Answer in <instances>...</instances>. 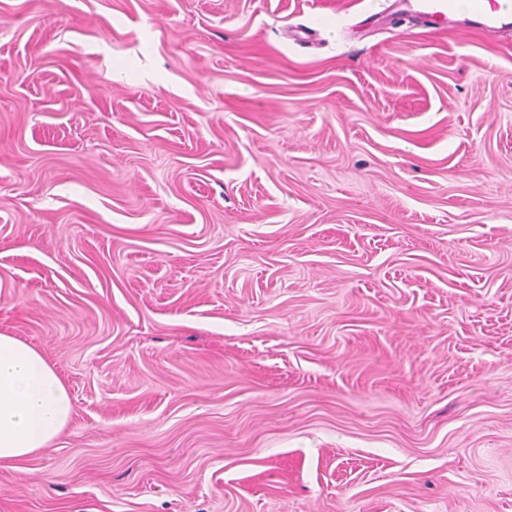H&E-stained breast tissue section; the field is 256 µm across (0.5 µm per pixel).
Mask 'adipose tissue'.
Masks as SVG:
<instances>
[{"label":"adipose tissue","instance_id":"obj_1","mask_svg":"<svg viewBox=\"0 0 512 512\" xmlns=\"http://www.w3.org/2000/svg\"><path fill=\"white\" fill-rule=\"evenodd\" d=\"M71 413L70 393L47 358L0 333V463L15 464L47 448Z\"/></svg>","mask_w":512,"mask_h":512}]
</instances>
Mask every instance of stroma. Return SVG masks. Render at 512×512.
Instances as JSON below:
<instances>
[{
  "mask_svg": "<svg viewBox=\"0 0 512 512\" xmlns=\"http://www.w3.org/2000/svg\"><path fill=\"white\" fill-rule=\"evenodd\" d=\"M420 0H0V332L73 402L0 512H512V31Z\"/></svg>",
  "mask_w": 512,
  "mask_h": 512,
  "instance_id": "stroma-1",
  "label": "stroma"
}]
</instances>
